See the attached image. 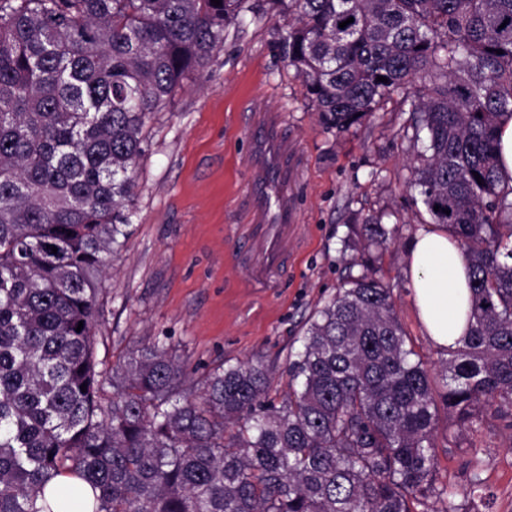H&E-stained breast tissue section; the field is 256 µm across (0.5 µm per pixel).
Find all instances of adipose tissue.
<instances>
[{
    "instance_id": "1",
    "label": "adipose tissue",
    "mask_w": 512,
    "mask_h": 512,
    "mask_svg": "<svg viewBox=\"0 0 512 512\" xmlns=\"http://www.w3.org/2000/svg\"><path fill=\"white\" fill-rule=\"evenodd\" d=\"M405 274L425 335L440 349L457 347L468 333L471 290L468 265L446 228L417 229L407 243Z\"/></svg>"
}]
</instances>
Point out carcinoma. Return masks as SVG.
<instances>
[{
  "label": "carcinoma",
  "instance_id": "cac0c4a2",
  "mask_svg": "<svg viewBox=\"0 0 512 512\" xmlns=\"http://www.w3.org/2000/svg\"><path fill=\"white\" fill-rule=\"evenodd\" d=\"M243 2L0 0V512H49L37 499L58 475L91 487L93 512H416L429 498L424 512H459L436 478L440 413L474 430L486 407L512 412V188L497 160L512 0H270L327 128L395 94L412 113L411 184L471 273L470 331L442 381L362 255L308 320L279 403L260 360L214 370L200 396L156 345L99 368L97 275L129 223L146 120ZM382 219H354L344 248H387Z\"/></svg>",
  "mask_w": 512,
  "mask_h": 512
}]
</instances>
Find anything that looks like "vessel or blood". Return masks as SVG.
<instances>
[{"instance_id": "obj_1", "label": "vessel or blood", "mask_w": 512, "mask_h": 512, "mask_svg": "<svg viewBox=\"0 0 512 512\" xmlns=\"http://www.w3.org/2000/svg\"><path fill=\"white\" fill-rule=\"evenodd\" d=\"M288 148L279 134L277 118L268 117L253 133L251 161L258 179L251 186L256 244L264 265L277 264L284 248L293 239L297 213L287 198L271 203L273 183H288L294 169L288 160Z\"/></svg>"}]
</instances>
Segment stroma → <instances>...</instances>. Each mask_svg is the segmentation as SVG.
<instances>
[{
  "instance_id": "stroma-1",
  "label": "stroma",
  "mask_w": 512,
  "mask_h": 512,
  "mask_svg": "<svg viewBox=\"0 0 512 512\" xmlns=\"http://www.w3.org/2000/svg\"><path fill=\"white\" fill-rule=\"evenodd\" d=\"M224 45L146 121L127 235L98 276L96 355L115 366L134 347L156 344L201 391L219 365L259 359L274 367L271 395L288 392V354L305 324L347 278L342 240L353 217L384 214L398 229L380 274L393 288L398 318L432 370L448 354L424 336L405 276V245L430 222L411 185L408 113L395 104L337 133L326 130L282 55L288 18L247 0ZM281 116V135L298 151L290 191L303 244L280 267L260 266L253 248L245 157L247 128L260 114ZM437 472L456 490L461 512H512V431L494 411L481 426L439 423ZM480 482L483 495L466 492Z\"/></svg>"
}]
</instances>
